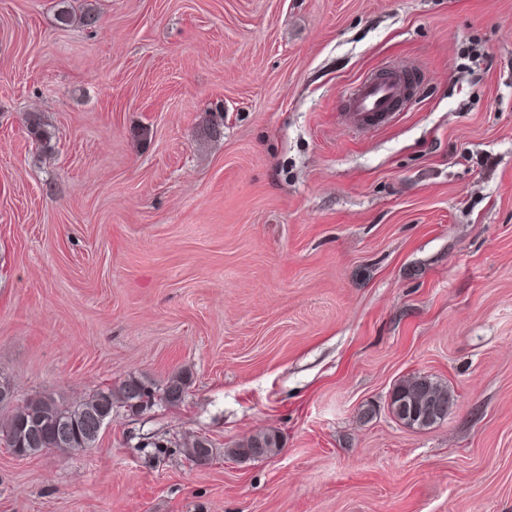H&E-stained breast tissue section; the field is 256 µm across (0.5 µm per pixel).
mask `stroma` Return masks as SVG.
Returning a JSON list of instances; mask_svg holds the SVG:
<instances>
[{
    "mask_svg": "<svg viewBox=\"0 0 512 512\" xmlns=\"http://www.w3.org/2000/svg\"><path fill=\"white\" fill-rule=\"evenodd\" d=\"M68 6L97 25L0 0V377L189 387L0 446V512H512V0ZM403 65L418 99L350 127L344 88ZM412 375L458 396L428 430L388 411ZM283 447V437L277 430H264L257 432L245 441L231 448L230 453L240 459H264L277 454ZM99 436L90 437L85 432L80 434L76 431L74 437L69 439L68 441L58 442L47 436L45 442L41 443L38 447L35 448H24L29 456L38 454L44 451H60V452H71V451H80L86 450L89 448L95 447L96 442L98 441Z\"/></svg>",
    "mask_w": 512,
    "mask_h": 512,
    "instance_id": "stroma-1",
    "label": "stroma"
}]
</instances>
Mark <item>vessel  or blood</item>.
I'll return each instance as SVG.
<instances>
[{
  "label": "vessel or blood",
  "mask_w": 512,
  "mask_h": 512,
  "mask_svg": "<svg viewBox=\"0 0 512 512\" xmlns=\"http://www.w3.org/2000/svg\"><path fill=\"white\" fill-rule=\"evenodd\" d=\"M412 81L408 73L392 79L373 73L356 81L347 89V122L359 129L387 122L395 103L407 96Z\"/></svg>",
  "instance_id": "b4317fda"
}]
</instances>
